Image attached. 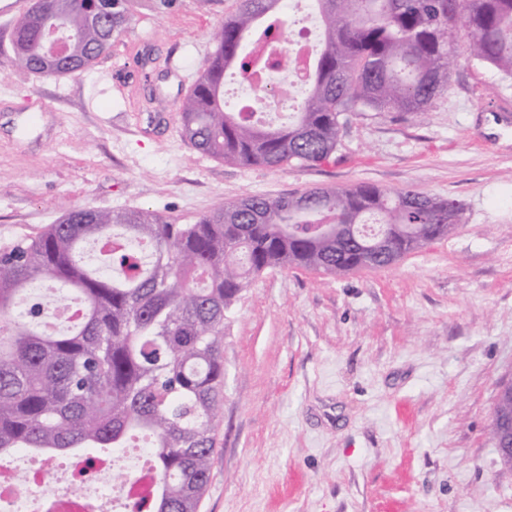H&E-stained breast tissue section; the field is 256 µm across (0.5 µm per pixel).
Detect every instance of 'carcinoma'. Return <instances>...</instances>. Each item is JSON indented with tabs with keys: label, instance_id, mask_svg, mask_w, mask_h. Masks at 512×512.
<instances>
[{
	"label": "carcinoma",
	"instance_id": "1",
	"mask_svg": "<svg viewBox=\"0 0 512 512\" xmlns=\"http://www.w3.org/2000/svg\"><path fill=\"white\" fill-rule=\"evenodd\" d=\"M323 27L309 91L288 123L255 116L253 100L224 111L225 72L255 63L247 42L284 35L282 0H239L180 106L182 133L226 163L285 170L336 151L355 112L423 114L448 91L465 32L467 56L512 88V0H314ZM135 0L100 18L85 0H49L66 17L67 55L52 74L90 69L125 32ZM44 16L22 14L15 60L45 73ZM456 199L377 187L316 188L294 197L247 196L193 224L149 210L80 207L0 249V459L124 448L150 439L160 489L134 512H198L210 482L224 392V320L250 279L300 268L334 276L393 264L448 234ZM38 281L75 292L83 314L64 331L39 324ZM512 388L496 398L493 444L512 437Z\"/></svg>",
	"mask_w": 512,
	"mask_h": 512
}]
</instances>
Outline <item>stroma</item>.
Here are the masks:
<instances>
[{
    "mask_svg": "<svg viewBox=\"0 0 512 512\" xmlns=\"http://www.w3.org/2000/svg\"><path fill=\"white\" fill-rule=\"evenodd\" d=\"M238 0L134 16L92 69L41 76L0 31V248L80 207L178 224L246 196L410 189L464 205L383 269L254 277L224 323V399L199 512H512L489 428L512 378V89L461 61L424 114L359 112L322 163L281 171L196 151L179 108ZM151 61L137 85L123 66Z\"/></svg>",
    "mask_w": 512,
    "mask_h": 512,
    "instance_id": "stroma-1",
    "label": "stroma"
}]
</instances>
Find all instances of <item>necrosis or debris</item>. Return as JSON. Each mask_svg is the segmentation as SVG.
<instances>
[{"mask_svg": "<svg viewBox=\"0 0 512 512\" xmlns=\"http://www.w3.org/2000/svg\"><path fill=\"white\" fill-rule=\"evenodd\" d=\"M310 25L286 33L276 44H252L255 67L240 79L248 98L263 97L266 105L293 98L311 76L315 55ZM117 454H105L86 463L77 455L65 462L33 456L32 464L18 468L0 462V505L10 512H105L109 503L129 504L151 492L153 450L144 447L132 469L114 479Z\"/></svg>", "mask_w": 512, "mask_h": 512, "instance_id": "necrosis-or-debris-1", "label": "necrosis or debris"}]
</instances>
